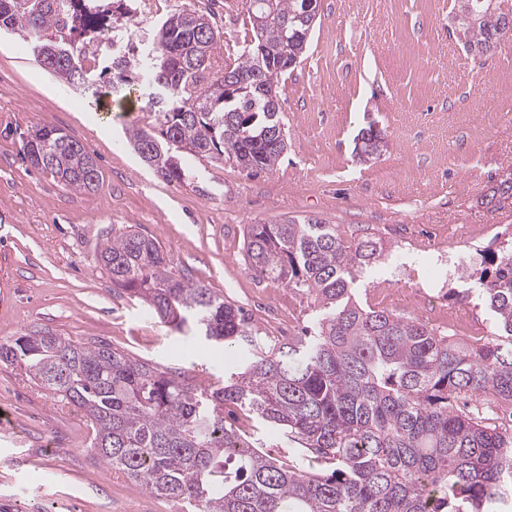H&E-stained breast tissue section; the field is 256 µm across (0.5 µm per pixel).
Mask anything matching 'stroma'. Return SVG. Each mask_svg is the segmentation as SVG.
Wrapping results in <instances>:
<instances>
[{"label": "stroma", "instance_id": "35a3bbf8", "mask_svg": "<svg viewBox=\"0 0 512 512\" xmlns=\"http://www.w3.org/2000/svg\"><path fill=\"white\" fill-rule=\"evenodd\" d=\"M454 0H322L302 61L282 76L287 149L272 171L196 158L190 180L164 181L128 143L145 101L104 109L92 91L45 71L36 35L0 32V340L48 330L99 339L193 383L223 382L229 347L201 344L115 294L96 246L115 224L159 242L166 272L243 307L263 335L287 342L313 312L306 296L250 271L243 229L313 216L345 234H374L385 255L358 282L362 301L448 330L490 335L493 317L467 301L449 328L447 291L435 290L433 256L466 236L490 247L512 226V198L491 190L512 172V37L478 55L456 41ZM151 26L178 9L219 30L213 68L246 38L245 0H138ZM54 126L77 138L103 178L66 189L22 158L25 136ZM384 143L363 159L361 129ZM83 412L0 362V512H184L108 466L90 446Z\"/></svg>", "mask_w": 512, "mask_h": 512}]
</instances>
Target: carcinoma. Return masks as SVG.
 <instances>
[{
	"instance_id": "carcinoma-1",
	"label": "carcinoma",
	"mask_w": 512,
	"mask_h": 512,
	"mask_svg": "<svg viewBox=\"0 0 512 512\" xmlns=\"http://www.w3.org/2000/svg\"><path fill=\"white\" fill-rule=\"evenodd\" d=\"M278 22L262 33L278 53L255 72L258 44L209 78L218 30L177 9L146 29L130 0H0V30L43 32L42 67L73 87L87 80L128 102L147 96L154 121L131 129L140 158L168 183L190 177L186 158H228L272 170L287 148L280 113L257 87L275 92L294 70L319 17L300 21L304 0H272ZM463 47L489 53L512 31L494 0H455ZM63 45L66 59L50 51ZM101 59L110 61L97 73ZM237 85L229 98L211 91ZM23 159L64 187L91 192L102 173L85 146L42 126L23 140ZM245 258L261 276L305 295L313 332L269 345L252 317L209 289L163 274L166 255L131 225L114 228L97 252L113 290L141 300L151 318L208 342H230L253 360L221 387H201L105 340L76 342L39 331L0 342V362L80 408L91 447L151 494L190 512H507L512 510V428L466 397L512 410V237L486 258L480 295L493 335L455 341L418 319L363 306L355 285L382 260L372 235L289 218L244 228ZM245 407L316 465L288 468L256 448L224 417Z\"/></svg>"
}]
</instances>
